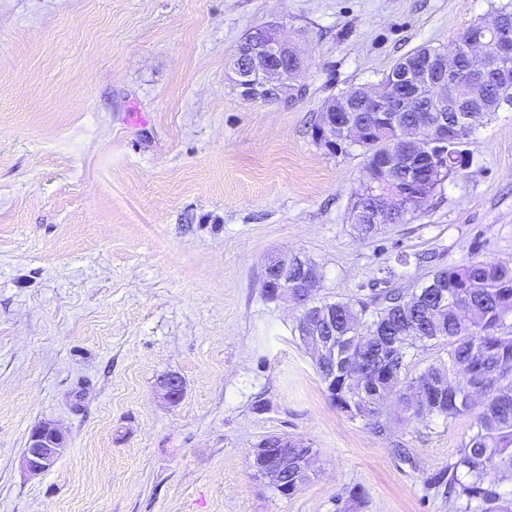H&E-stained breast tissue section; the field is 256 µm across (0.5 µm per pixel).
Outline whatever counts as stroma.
I'll return each mask as SVG.
<instances>
[{
    "label": "stroma",
    "mask_w": 512,
    "mask_h": 512,
    "mask_svg": "<svg viewBox=\"0 0 512 512\" xmlns=\"http://www.w3.org/2000/svg\"><path fill=\"white\" fill-rule=\"evenodd\" d=\"M505 4L0 0V512H454L424 479L473 414L383 433L350 420L263 269L299 255L334 301L386 267L405 290L435 264H512V103L472 132L466 169L365 239L348 220L360 148L312 136L327 97ZM268 22L308 55L288 104L246 100L227 75ZM169 373L185 382L173 405L156 392ZM45 422L68 448L33 476L21 458ZM271 434L318 451L294 496L252 467Z\"/></svg>",
    "instance_id": "obj_1"
}]
</instances>
